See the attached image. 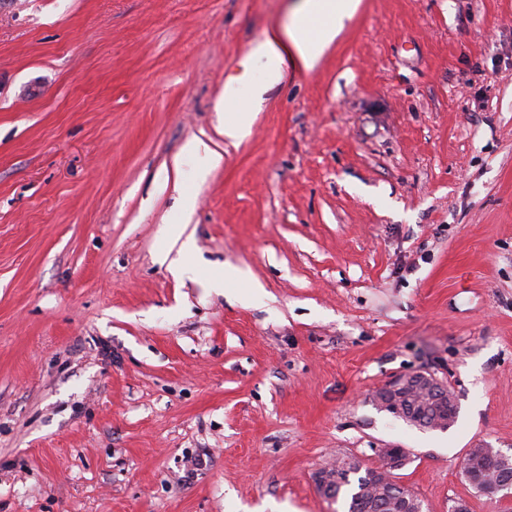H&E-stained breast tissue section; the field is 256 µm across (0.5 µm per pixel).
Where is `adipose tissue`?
Masks as SVG:
<instances>
[{"instance_id":"obj_1","label":"adipose tissue","mask_w":512,"mask_h":512,"mask_svg":"<svg viewBox=\"0 0 512 512\" xmlns=\"http://www.w3.org/2000/svg\"><path fill=\"white\" fill-rule=\"evenodd\" d=\"M360 0H300L288 25L272 27L249 51V59L262 65L261 81L242 79L224 85V135L231 140L249 131L252 111L269 89L280 83L285 63L311 70L325 49L340 35L359 7Z\"/></svg>"}]
</instances>
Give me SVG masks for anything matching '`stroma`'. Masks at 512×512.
<instances>
[{
  "instance_id": "stroma-1",
  "label": "stroma",
  "mask_w": 512,
  "mask_h": 512,
  "mask_svg": "<svg viewBox=\"0 0 512 512\" xmlns=\"http://www.w3.org/2000/svg\"><path fill=\"white\" fill-rule=\"evenodd\" d=\"M295 6L0 0V512H346L316 474L380 448L423 512H512L462 475L512 454V0H361L230 144ZM420 371L448 430L374 404Z\"/></svg>"
}]
</instances>
